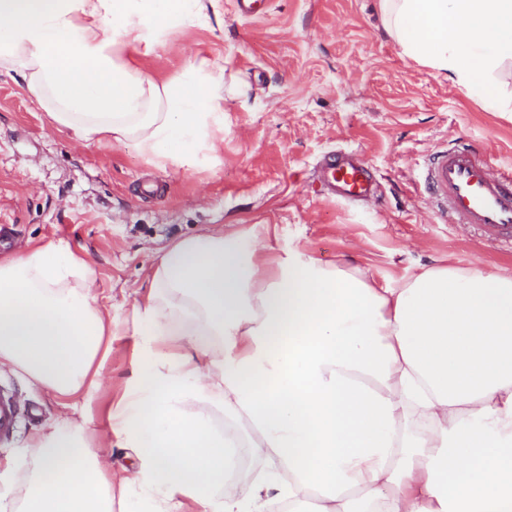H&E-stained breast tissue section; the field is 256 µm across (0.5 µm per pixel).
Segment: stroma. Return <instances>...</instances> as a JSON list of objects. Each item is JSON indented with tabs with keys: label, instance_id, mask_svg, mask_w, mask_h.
<instances>
[{
	"label": "stroma",
	"instance_id": "stroma-1",
	"mask_svg": "<svg viewBox=\"0 0 512 512\" xmlns=\"http://www.w3.org/2000/svg\"><path fill=\"white\" fill-rule=\"evenodd\" d=\"M219 6L220 21L176 30L142 61L163 79L195 53L224 58V144L196 170L157 169L131 146L82 144L0 76V256L68 244L91 263L118 322L91 402L95 436L137 360L133 309L174 239L259 224L274 247L369 267L391 288L431 265L512 274V252L443 223L416 189L423 157L453 140L512 165L511 114L404 55L378 0H272L260 18L240 16L234 0ZM340 148L369 164L381 203L315 194L311 170ZM1 387L24 412L0 443V472L30 437L50 431L66 403L7 368Z\"/></svg>",
	"mask_w": 512,
	"mask_h": 512
}]
</instances>
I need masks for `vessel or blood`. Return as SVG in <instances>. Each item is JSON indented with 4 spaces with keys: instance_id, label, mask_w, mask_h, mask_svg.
<instances>
[{
    "instance_id": "1",
    "label": "vessel or blood",
    "mask_w": 512,
    "mask_h": 512,
    "mask_svg": "<svg viewBox=\"0 0 512 512\" xmlns=\"http://www.w3.org/2000/svg\"><path fill=\"white\" fill-rule=\"evenodd\" d=\"M330 196L342 201L378 200L373 173L353 152L328 154L315 170ZM423 186L447 223L474 229L486 241L512 249V169H496L471 145L430 153ZM19 417L13 396L0 389V440L9 438Z\"/></svg>"
}]
</instances>
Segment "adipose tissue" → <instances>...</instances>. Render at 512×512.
Instances as JSON below:
<instances>
[{
    "label": "adipose tissue",
    "instance_id": "obj_1",
    "mask_svg": "<svg viewBox=\"0 0 512 512\" xmlns=\"http://www.w3.org/2000/svg\"><path fill=\"white\" fill-rule=\"evenodd\" d=\"M217 0H0V76L86 144L192 171L224 141V59L159 80L139 64ZM403 53L500 108L512 0H379ZM94 270L68 245L0 259V367L91 395L112 352ZM138 359L108 416L148 512H512V276L429 266L401 286L261 233L168 244L133 312ZM65 415L12 463L0 512H112V483ZM270 461L227 483L241 450Z\"/></svg>",
    "mask_w": 512,
    "mask_h": 512
}]
</instances>
